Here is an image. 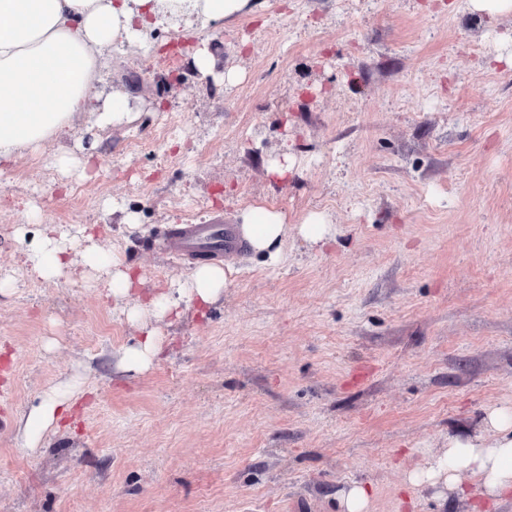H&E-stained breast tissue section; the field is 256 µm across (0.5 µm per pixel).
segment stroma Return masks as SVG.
Wrapping results in <instances>:
<instances>
[{
  "label": "stroma",
  "instance_id": "obj_1",
  "mask_svg": "<svg viewBox=\"0 0 512 512\" xmlns=\"http://www.w3.org/2000/svg\"><path fill=\"white\" fill-rule=\"evenodd\" d=\"M223 25H163L107 48L101 96L124 123L77 118L65 143L0 170V512H338L354 483L369 512H474L476 480L441 499L413 487L449 437L492 439L512 407V13L467 0H253ZM208 42L215 75L191 55ZM92 155L86 176L55 164ZM291 156L288 177L269 161ZM284 212V260L224 259L230 288L205 313L153 323L75 264L22 266L28 210L142 277L184 279L160 232ZM134 214L127 230L119 212ZM325 243L295 229L310 214ZM165 352L117 364L144 330ZM74 414L24 448L18 423L49 390Z\"/></svg>",
  "mask_w": 512,
  "mask_h": 512
}]
</instances>
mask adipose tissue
<instances>
[{
    "mask_svg": "<svg viewBox=\"0 0 512 512\" xmlns=\"http://www.w3.org/2000/svg\"><path fill=\"white\" fill-rule=\"evenodd\" d=\"M250 0H0V166L23 150L38 151L45 143L65 137L76 117L94 114L99 125L120 123L129 116L126 96L100 99L94 93L105 66L106 47L141 42L159 25L193 17L219 24L243 12ZM290 230L284 213L262 206L250 208L240 231L253 252L270 265L282 259ZM91 228L67 237L44 227L37 243L28 245L24 262L44 280L68 275L75 262L102 272L101 285L113 299L127 302L129 318L151 312L158 320L179 315L180 300L205 309L232 284L230 270L198 264L177 290L150 294L141 300L139 280L120 256L97 248ZM71 399L46 395L27 413L20 435L29 449L58 428L72 411ZM485 424L495 431L492 441L478 436H454L447 451L426 470L412 473V485L444 486L459 491V478L477 479L492 501L512 495V409L495 408Z\"/></svg>",
    "mask_w": 512,
    "mask_h": 512,
    "instance_id": "ef3b65f1",
    "label": "adipose tissue"
}]
</instances>
